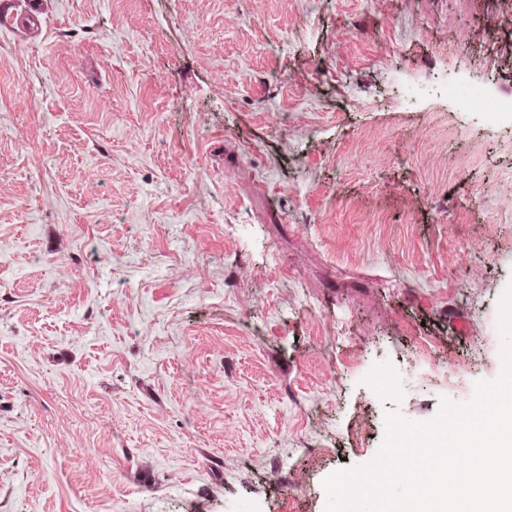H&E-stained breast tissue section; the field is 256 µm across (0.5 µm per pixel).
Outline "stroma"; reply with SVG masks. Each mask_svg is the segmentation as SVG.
<instances>
[{
	"label": "stroma",
	"instance_id": "1",
	"mask_svg": "<svg viewBox=\"0 0 512 512\" xmlns=\"http://www.w3.org/2000/svg\"><path fill=\"white\" fill-rule=\"evenodd\" d=\"M512 0H0V512H324L504 367ZM470 97L478 105L480 112H497L505 117L512 116V99L488 95L484 97L480 92H473Z\"/></svg>",
	"mask_w": 512,
	"mask_h": 512
}]
</instances>
